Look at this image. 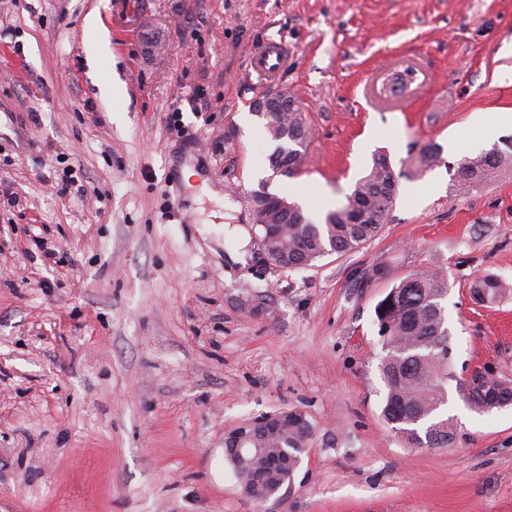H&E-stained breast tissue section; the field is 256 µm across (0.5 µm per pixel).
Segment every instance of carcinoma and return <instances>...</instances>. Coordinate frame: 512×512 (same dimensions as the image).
Listing matches in <instances>:
<instances>
[{"label":"carcinoma","mask_w":512,"mask_h":512,"mask_svg":"<svg viewBox=\"0 0 512 512\" xmlns=\"http://www.w3.org/2000/svg\"><path fill=\"white\" fill-rule=\"evenodd\" d=\"M275 148L268 157L275 167L281 154L293 161L286 177L300 170L311 138V130L301 112L280 117L279 127L266 126ZM512 171V141L494 146L473 157L461 159L453 174L454 192L466 195ZM398 176L388 157H373L367 172L355 183L347 202L326 212L324 223L306 219L304 224H273L261 245L267 260L277 267H312L321 258L355 252L375 238L392 210ZM512 290L493 274L476 277L470 294L479 303H494ZM448 295V279L439 271L422 270L394 283L376 308L379 335L385 354L380 371L386 387L382 407L384 419L406 436L415 447L446 448L455 438L452 421L442 415L446 405L448 378V327L442 300ZM466 400L482 412L495 409V399L479 386L468 387ZM299 419L277 428L267 441L270 453L302 459L312 440V426L302 413ZM255 500L260 502L290 484L297 470H266L258 462Z\"/></svg>","instance_id":"obj_1"}]
</instances>
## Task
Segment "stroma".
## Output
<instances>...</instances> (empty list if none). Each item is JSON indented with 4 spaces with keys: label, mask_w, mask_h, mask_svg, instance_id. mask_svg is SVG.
<instances>
[{
    "label": "stroma",
    "mask_w": 512,
    "mask_h": 512,
    "mask_svg": "<svg viewBox=\"0 0 512 512\" xmlns=\"http://www.w3.org/2000/svg\"><path fill=\"white\" fill-rule=\"evenodd\" d=\"M0 0V512H265L226 431L302 411L313 427L275 512H512V404L461 388L512 379V175L465 196L455 164L503 139L512 0ZM109 40L95 67L85 19ZM286 42L278 89L312 135L272 176L252 47ZM113 94L103 95V86ZM398 174L380 234L315 266L266 262L247 192L345 203L375 153ZM390 277L361 288L356 269ZM442 271L451 364L446 448L382 415L374 308ZM511 288L493 274H483L476 277L470 284V294L479 303H494Z\"/></svg>",
    "instance_id": "1"
}]
</instances>
